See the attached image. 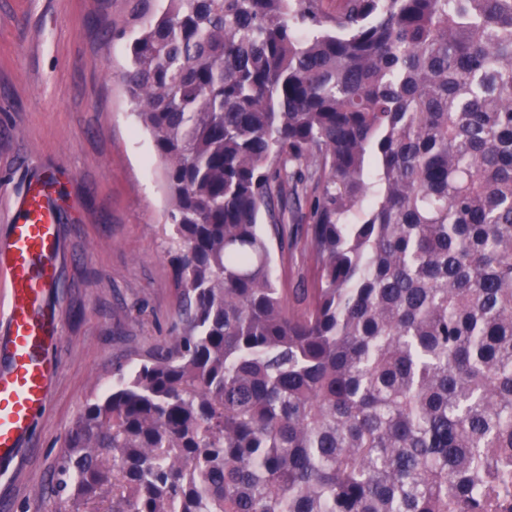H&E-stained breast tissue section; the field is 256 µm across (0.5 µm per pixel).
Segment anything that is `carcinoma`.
I'll use <instances>...</instances> for the list:
<instances>
[{
	"label": "carcinoma",
	"instance_id": "obj_1",
	"mask_svg": "<svg viewBox=\"0 0 512 512\" xmlns=\"http://www.w3.org/2000/svg\"><path fill=\"white\" fill-rule=\"evenodd\" d=\"M128 2L185 323L86 403L58 492L512 512V0ZM311 184L297 318L270 239Z\"/></svg>",
	"mask_w": 512,
	"mask_h": 512
}]
</instances>
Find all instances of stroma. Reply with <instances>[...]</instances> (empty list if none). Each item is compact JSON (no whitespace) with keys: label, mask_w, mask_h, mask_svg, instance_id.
<instances>
[{"label":"stroma","mask_w":512,"mask_h":512,"mask_svg":"<svg viewBox=\"0 0 512 512\" xmlns=\"http://www.w3.org/2000/svg\"><path fill=\"white\" fill-rule=\"evenodd\" d=\"M105 19L125 38L105 37ZM136 31L127 0H0V235L45 175L65 201L58 278L43 303L58 317L48 354L59 373L18 451L0 461V512H69L52 486L78 414L181 325L162 166L120 79ZM271 260L283 291L312 286L304 231L272 243Z\"/></svg>","instance_id":"stroma-1"}]
</instances>
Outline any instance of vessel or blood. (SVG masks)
I'll return each mask as SVG.
<instances>
[{"instance_id":"vessel-or-blood-1","label":"vessel or blood","mask_w":512,"mask_h":512,"mask_svg":"<svg viewBox=\"0 0 512 512\" xmlns=\"http://www.w3.org/2000/svg\"><path fill=\"white\" fill-rule=\"evenodd\" d=\"M60 198L53 176L44 177L21 202L20 221L0 240V270L11 286L8 365L0 369V461L11 458L35 417L47 405L58 366L46 351L58 340V322L41 301L55 285Z\"/></svg>"}]
</instances>
